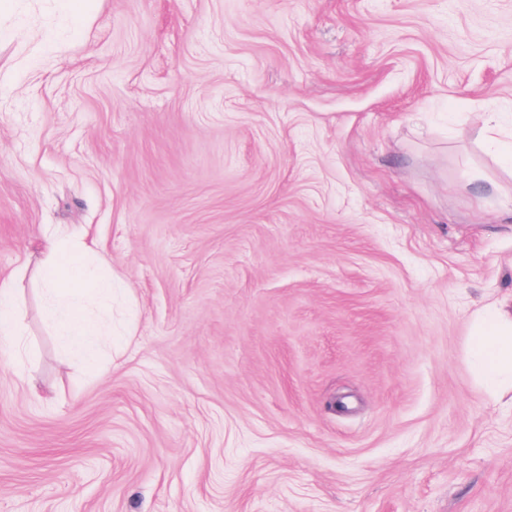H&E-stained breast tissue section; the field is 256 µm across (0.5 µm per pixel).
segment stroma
I'll return each instance as SVG.
<instances>
[{
	"label": "stroma",
	"mask_w": 512,
	"mask_h": 512,
	"mask_svg": "<svg viewBox=\"0 0 512 512\" xmlns=\"http://www.w3.org/2000/svg\"><path fill=\"white\" fill-rule=\"evenodd\" d=\"M71 3L0 0V280L85 239L112 346L17 280L0 512H512V0ZM501 113L502 112H483L480 116V135L488 142L496 153H500L504 146L499 139V136L503 132V118L500 115ZM471 367L491 392L512 386V300L488 304L470 321Z\"/></svg>",
	"instance_id": "obj_1"
}]
</instances>
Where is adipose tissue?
I'll return each mask as SVG.
<instances>
[{
	"label": "adipose tissue",
	"instance_id": "adipose-tissue-1",
	"mask_svg": "<svg viewBox=\"0 0 512 512\" xmlns=\"http://www.w3.org/2000/svg\"><path fill=\"white\" fill-rule=\"evenodd\" d=\"M45 321L56 331L66 353L92 366L99 359L107 330L100 314L112 306V275L105 259L91 248L50 236L38 268ZM471 367L489 390L512 386V302L492 303L470 321ZM0 335L7 337L16 360L28 348L18 322L13 279L0 281Z\"/></svg>",
	"mask_w": 512,
	"mask_h": 512
}]
</instances>
